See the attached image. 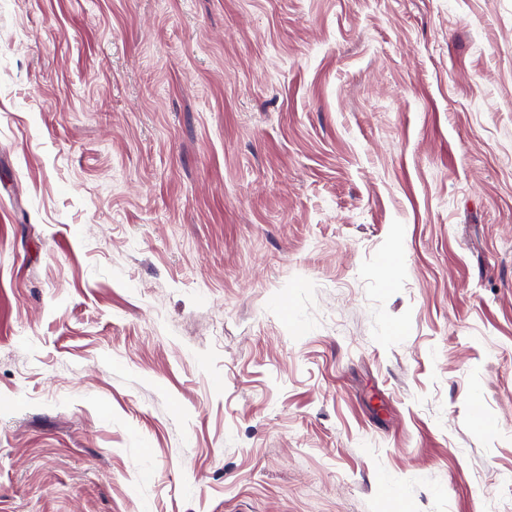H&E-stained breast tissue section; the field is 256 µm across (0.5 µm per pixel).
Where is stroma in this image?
I'll list each match as a JSON object with an SVG mask.
<instances>
[{"label":"stroma","mask_w":512,"mask_h":512,"mask_svg":"<svg viewBox=\"0 0 512 512\" xmlns=\"http://www.w3.org/2000/svg\"><path fill=\"white\" fill-rule=\"evenodd\" d=\"M0 512H512V0H0Z\"/></svg>","instance_id":"obj_1"}]
</instances>
